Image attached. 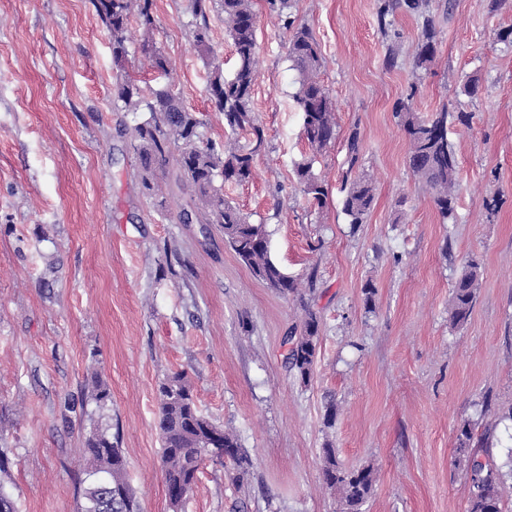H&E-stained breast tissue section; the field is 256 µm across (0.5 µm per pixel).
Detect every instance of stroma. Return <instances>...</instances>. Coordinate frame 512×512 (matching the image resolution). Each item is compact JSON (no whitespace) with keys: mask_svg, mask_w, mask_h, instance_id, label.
I'll return each mask as SVG.
<instances>
[{"mask_svg":"<svg viewBox=\"0 0 512 512\" xmlns=\"http://www.w3.org/2000/svg\"><path fill=\"white\" fill-rule=\"evenodd\" d=\"M379 4L290 0L291 20L318 42L336 108V138L315 154L294 98L290 32L268 0L252 2L253 109L267 148L253 177L224 195L266 225L274 261L297 280L281 293L217 225L181 222L178 203L163 211L139 192L130 129L146 115L117 98L110 34L92 0H0V487L17 512H81L96 426L118 436L141 512H172L156 422L159 385L180 372L249 463L239 484L232 465L205 462L181 512H340L323 483L328 445L346 467L372 470L363 512H466L470 483L455 462L465 419L495 425L472 451L505 472L512 512V0H430L436 53L423 68L421 17L395 9L384 30ZM153 11V41L130 44L128 73L151 82L147 54H161L206 136L224 141L206 91L212 64L234 70L223 14H209L205 54L190 35V0H153ZM472 80L474 95L464 91ZM406 97L424 117L470 116L448 129L458 158L449 219L408 168L393 115ZM307 158L328 187L320 204L295 174ZM348 172L375 195L355 227L342 211ZM492 197L502 201L495 212ZM472 258L480 286L455 326L451 291ZM309 311L320 338L304 383L285 339ZM95 374L110 391L102 407L88 399ZM72 399L84 409H69Z\"/></svg>","mask_w":512,"mask_h":512,"instance_id":"1","label":"stroma"}]
</instances>
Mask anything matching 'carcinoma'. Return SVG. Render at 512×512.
<instances>
[{"instance_id": "cac0c4a2", "label": "carcinoma", "mask_w": 512, "mask_h": 512, "mask_svg": "<svg viewBox=\"0 0 512 512\" xmlns=\"http://www.w3.org/2000/svg\"><path fill=\"white\" fill-rule=\"evenodd\" d=\"M212 0H191L194 22L193 42L208 50L209 3ZM224 29L232 40L236 66L231 78L213 65L208 92L215 110L224 114V126L233 134L248 136L246 144L228 140L217 144L205 136V121L190 111L172 89L170 69L166 60L155 54L150 67L156 76L155 85L142 87L126 71L132 41L128 27L132 14H137L141 37L149 39L156 29L152 0H94L96 11L111 36L112 61L117 71V98L124 109L137 112L146 109L149 118L132 128L131 147L140 161L139 186L142 193L157 198V206L166 207L157 181V167L174 166V185L185 199L187 209L200 224H216L236 257L251 273L271 288L282 292L296 288L273 261L269 249V232L264 224H252L241 211L224 198V183L248 181L254 173V161L266 147V136L252 108V91L257 78L255 68L256 22L252 0H220ZM430 0H400L383 3L378 8L381 25L394 7L424 17V27L417 65L432 61L435 35L429 15ZM288 59L299 74L295 100L304 114V136L312 151H322L334 138L335 106L318 79L323 59L312 31L302 26L288 39ZM395 118L408 138V167L412 174L434 190L439 214L452 215L458 160L453 143L448 139V126L459 121L444 108L430 118L415 112L411 101H401ZM297 177L303 192L322 203L327 188L313 171L312 161L297 166ZM342 211L349 224L364 223L374 201L373 187L364 178L343 176ZM480 281L479 262L472 259L455 281L450 299V318L464 323L470 315ZM319 322L307 313L300 334H290L287 362L302 382L310 380L318 344ZM157 431L162 443L161 464L167 494L179 495L192 489L203 463L211 458L236 465V480L248 475L239 457L235 435L212 423L198 410L191 386L185 375L177 373L159 386ZM476 436L475 424L463 421L457 432V465L466 470L470 482L467 512H502L499 485L502 473L489 462H481L469 451ZM85 452L91 462L87 471L82 512H140L134 491L125 478V459L118 442L96 429L85 441ZM323 481L327 488L341 494L342 512H361L373 492L374 477L370 468H346L336 457L335 449H323Z\"/></svg>"}]
</instances>
